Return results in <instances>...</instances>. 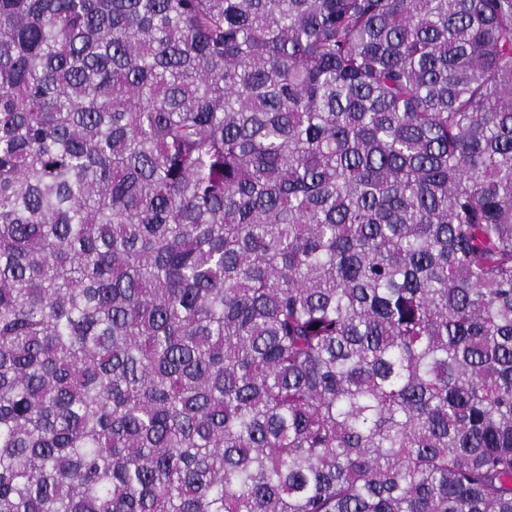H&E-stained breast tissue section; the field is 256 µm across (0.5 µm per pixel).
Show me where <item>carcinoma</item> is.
Wrapping results in <instances>:
<instances>
[{
	"label": "carcinoma",
	"instance_id": "carcinoma-1",
	"mask_svg": "<svg viewBox=\"0 0 512 512\" xmlns=\"http://www.w3.org/2000/svg\"><path fill=\"white\" fill-rule=\"evenodd\" d=\"M0 512H512V0H0Z\"/></svg>",
	"mask_w": 512,
	"mask_h": 512
}]
</instances>
